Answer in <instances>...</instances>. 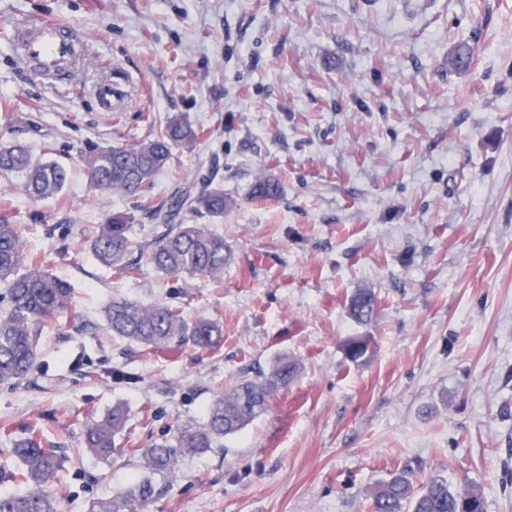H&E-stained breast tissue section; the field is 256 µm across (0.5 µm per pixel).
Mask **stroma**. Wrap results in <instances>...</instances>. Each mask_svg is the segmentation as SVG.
<instances>
[{"label": "stroma", "mask_w": 512, "mask_h": 512, "mask_svg": "<svg viewBox=\"0 0 512 512\" xmlns=\"http://www.w3.org/2000/svg\"><path fill=\"white\" fill-rule=\"evenodd\" d=\"M44 16L82 35V71L38 76L14 53L15 27ZM462 43L474 64L456 70ZM116 78L130 99L109 114L92 90ZM172 116L201 136L147 195L223 187L233 206L192 218L231 247L219 279L147 262L126 278L88 250L118 211L137 239L154 230L136 198L91 191L83 152ZM0 142L69 168L38 202L0 176V216L74 290L27 377L0 384L1 471L36 432L65 457L61 512H90L141 470L134 455L92 460L87 421L124 403L119 442L144 448L285 356L293 383L223 450L185 458L149 512H370L405 469L512 512V0H0ZM261 175L277 196L253 198ZM359 291L377 296L366 324L348 313ZM118 295L177 303L224 335L142 353L104 327ZM352 336L370 342L358 363Z\"/></svg>", "instance_id": "stroma-1"}]
</instances>
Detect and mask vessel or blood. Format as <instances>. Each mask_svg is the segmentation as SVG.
<instances>
[{
  "label": "vessel or blood",
  "mask_w": 512,
  "mask_h": 512,
  "mask_svg": "<svg viewBox=\"0 0 512 512\" xmlns=\"http://www.w3.org/2000/svg\"><path fill=\"white\" fill-rule=\"evenodd\" d=\"M21 59L35 73L47 75L58 69H69L78 58L81 41L70 30L53 19L20 26ZM93 93L102 111H112L125 90L122 85L106 81L95 86Z\"/></svg>",
  "instance_id": "b4317fda"
}]
</instances>
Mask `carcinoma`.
Listing matches in <instances>:
<instances>
[{
    "mask_svg": "<svg viewBox=\"0 0 512 512\" xmlns=\"http://www.w3.org/2000/svg\"><path fill=\"white\" fill-rule=\"evenodd\" d=\"M198 141L197 129L176 116L152 136L90 149L82 154V160L93 191L138 195L166 167L173 148L193 151ZM0 175L21 176L20 188L34 201L59 196L69 183L64 166L37 160L26 146L12 142L0 143ZM277 192L278 184L266 176L258 177L252 189L254 196L264 198ZM231 205L220 187L186 191L166 209L144 199L140 207L157 221L149 246L134 238V217L125 212L114 213L97 225L88 246L102 266L127 278L137 274L143 257L167 276L219 277L231 258L224 236L204 224H188L186 219L202 213L220 217ZM0 288L9 304L8 311L0 314V383H15L33 367L45 327L57 323L71 307L73 289L51 271L49 254L27 248L23 225L7 220L0 221ZM375 311L374 294L359 291L352 296L349 314L355 320L368 322ZM104 318L112 335L148 354L186 347L210 350L223 336L220 322L190 319L173 303L147 305L134 298L117 297L105 306ZM367 351L368 342L360 337L345 344V355L353 362ZM297 373L294 361L281 358L266 375L242 377L212 400L203 422L180 423L169 430L170 436L140 453L147 476L94 503L91 512H147L162 493L155 477L164 480L173 476L186 454L224 447V438L264 415L271 398L288 388ZM129 420L128 408L118 402L102 417L88 421L84 427L87 451L104 462L137 452L135 448L116 447V438L126 430ZM11 453L21 468L10 473V478L27 489L0 493V512H61L57 498L49 491L61 468L58 450L44 448L37 438L28 436L14 441ZM463 501L471 507L469 512H484L480 492L454 490L439 476H430L417 485L413 475L403 471L380 485L373 495L372 512H461Z\"/></svg>",
    "mask_w": 512,
    "mask_h": 512,
    "instance_id": "1",
    "label": "carcinoma"
}]
</instances>
